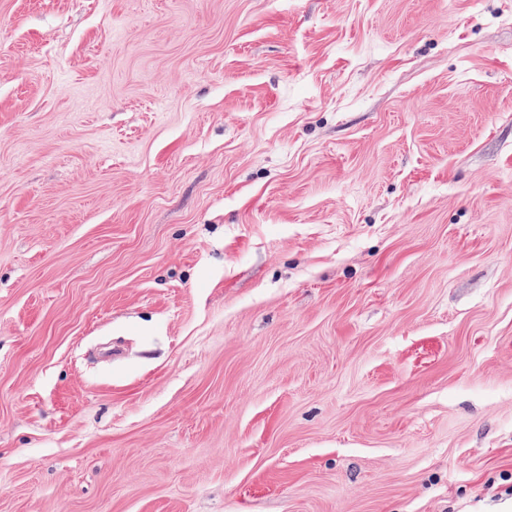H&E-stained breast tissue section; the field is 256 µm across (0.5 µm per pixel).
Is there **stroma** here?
I'll return each mask as SVG.
<instances>
[{
	"label": "stroma",
	"mask_w": 512,
	"mask_h": 512,
	"mask_svg": "<svg viewBox=\"0 0 512 512\" xmlns=\"http://www.w3.org/2000/svg\"><path fill=\"white\" fill-rule=\"evenodd\" d=\"M0 512H512V0H0Z\"/></svg>",
	"instance_id": "stroma-1"
}]
</instances>
